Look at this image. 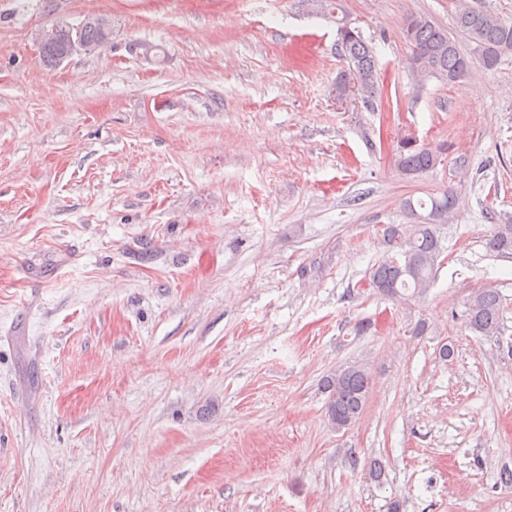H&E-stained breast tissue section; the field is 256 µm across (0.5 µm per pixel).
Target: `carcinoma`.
<instances>
[{
  "instance_id": "cac0c4a2",
  "label": "carcinoma",
  "mask_w": 512,
  "mask_h": 512,
  "mask_svg": "<svg viewBox=\"0 0 512 512\" xmlns=\"http://www.w3.org/2000/svg\"><path fill=\"white\" fill-rule=\"evenodd\" d=\"M457 29L476 44L479 60L487 70L494 69L501 58L512 53V21L490 13L462 7L455 17ZM112 36V25L101 27L97 19L86 20L77 28L56 24L41 41L44 63L55 66L66 58L73 40L86 48H95L104 37ZM404 36L411 49L412 70L422 80L435 78L445 83H460L471 72L473 59L463 54L448 31L419 16L406 20ZM340 56L348 70L355 71L360 94L371 100L381 92V72L374 47L354 28L344 33L338 43ZM442 159L440 152L418 146L411 137L398 140L395 164L405 175H423L434 171ZM458 205V198L448 189L416 201L407 199L403 206L411 224H389L383 240L393 257L380 262L370 274L369 286L390 298L409 299L423 296L430 288L440 263L441 246L437 226L448 222V215ZM489 251L512 255V222L493 225L487 239ZM467 326L483 336L499 333L501 299L490 289L472 293L463 314ZM327 393L326 414L336 430L355 424L366 404L371 388L368 368L353 363L337 369L323 380Z\"/></svg>"
}]
</instances>
